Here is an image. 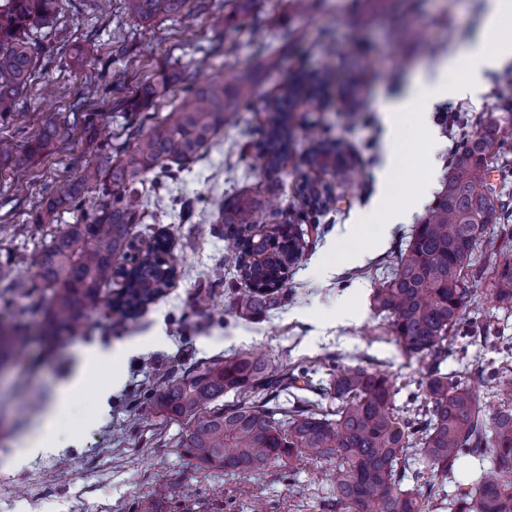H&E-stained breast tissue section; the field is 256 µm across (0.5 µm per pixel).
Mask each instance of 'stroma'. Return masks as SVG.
Instances as JSON below:
<instances>
[{
    "label": "stroma",
    "instance_id": "stroma-1",
    "mask_svg": "<svg viewBox=\"0 0 512 512\" xmlns=\"http://www.w3.org/2000/svg\"><path fill=\"white\" fill-rule=\"evenodd\" d=\"M187 8L190 15L184 21H157L144 28L127 17L123 0L78 17L64 13L49 44L39 51L41 80L50 87V96L34 92L18 100L20 120L0 125V137L18 144L51 119L74 124L78 135L73 149L46 156L11 182H0V224L12 227L9 248L28 252L41 241L29 214L46 191L62 177L77 175L84 160H107L93 131L81 123L86 75H120L131 96L144 81L161 80L174 62L208 52L212 71L227 76L245 66L255 79L251 109L239 112L236 125L224 129L161 193V206L169 211L162 224L182 259L181 273L132 326L112 324L97 312L73 334L47 340L41 334L43 294L20 300L18 310L24 312L31 337L24 352L0 371V458L14 451L50 395L70 379L83 346L106 348L136 338L140 347L123 365L120 384H113L108 368L89 377L84 395L61 423L62 434L79 436L77 445L37 457L18 472H0V512H139V503L148 498L159 502L163 512H179L185 500L197 512H335L328 505L324 464L304 460L291 468L245 475L202 467L178 446L185 421L156 414L145 384L200 370L236 352L259 353L271 361L277 377L300 365H314L318 371L314 388L260 390L257 398L288 408L300 398L329 410L336 402L321 397L319 381L355 360L402 381L420 377L417 364L407 361L387 333L372 301L412 225H384L383 245L367 251L359 264L344 262L336 252L346 243L347 225L377 196L376 171L384 146L377 101L401 91L428 62L471 40L483 0H311L307 9L300 0H189ZM402 13L416 17L424 39L408 38L394 27V18ZM256 25L278 49L276 68H268L252 46ZM75 45L83 46L91 61L86 73L71 63ZM398 58L406 67L394 77L390 70ZM346 68L362 72L361 84L352 90L334 86L321 100L299 102L287 115L293 132L288 154L278 171L265 172L250 130L271 122L276 87L301 72ZM509 79L512 63L488 75L485 94L436 103L430 121L444 148L431 171L413 167L410 177L429 178L434 189H441L459 134L456 125L444 123V116L464 118L473 128L494 119L512 130V99L495 92ZM311 126L347 142L361 176L353 183H335L337 209L324 217L322 236L293 267L281 306L260 318L235 314L228 309L224 288L206 287L224 262V239L210 231L214 217L209 200L247 192L268 201L257 221L263 231L276 216L302 207L297 193L301 179L335 182L332 172L305 163ZM184 198L195 203V217L186 224L171 212L174 200ZM466 318L489 323L490 331L460 338L464 350L442 364L443 372L456 373L469 363L512 362V310L498 309L485 293ZM105 386L111 394L103 400L99 391ZM64 459L70 475L63 480L57 466Z\"/></svg>",
    "mask_w": 512,
    "mask_h": 512
}]
</instances>
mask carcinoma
<instances>
[{"label":"carcinoma","instance_id":"1","mask_svg":"<svg viewBox=\"0 0 512 512\" xmlns=\"http://www.w3.org/2000/svg\"><path fill=\"white\" fill-rule=\"evenodd\" d=\"M188 0H125L127 15L137 24L179 20ZM65 10L64 0H5L0 5V121H10L16 101L32 92L39 64L36 39H46ZM340 80L326 70L309 79L294 77L277 88V111L286 112L307 89L315 91ZM253 77L237 68L234 83L213 77L187 86L184 101L150 123L127 120L126 141L107 142L106 164L83 162L74 179L63 181L41 200L31 224L39 231L54 224L61 212L77 214V222L48 231V239L20 254L34 269V282L12 277L15 254L0 261V306L39 289L47 293L42 335L58 337L104 304L112 320L135 318L169 287L179 274L167 234H155L153 248L131 254L133 228L145 221V207L163 189L159 178L173 166L196 159L217 133L236 124L237 112L251 108ZM163 85L146 82L126 100V112L152 105ZM499 123L461 130L449 162L448 176L429 214L413 230L404 252L390 267L373 294L378 314L388 320L394 341L407 359L417 363L420 408L400 413L399 387L385 371L361 365L336 372L329 390L336 412L329 416L307 405L286 408L240 399L220 408L213 404L233 392L246 394L269 386V364L251 353H235L187 376L149 383L156 408L189 421L180 447L202 465L230 474H248L293 464L304 458L324 462L336 512H433L448 504V512H512V370L481 368L450 377L440 365L448 359L457 326L479 297L476 285L487 290L504 311L512 310V257L504 241L512 235V203L496 194L491 173L503 182L512 176V146L505 147ZM74 128L48 120L18 148L0 138V180L31 160L73 139ZM265 146V166L278 168L288 129L276 121L257 128ZM308 166L324 169L335 162L336 176L352 178L348 147L324 131H309ZM156 175L149 184L146 177ZM99 192L98 201L86 194ZM306 208L288 222L255 234L260 201L238 193L212 202L223 225L224 270L244 287L231 292L230 308L244 315L270 311L288 269L303 255L305 236L320 233V216L333 202L331 188L319 193L308 180L298 185ZM498 224L496 232L486 225ZM482 260H472L476 250ZM264 256L261 265L246 256ZM130 263L118 266L116 258ZM123 288L112 298L106 289L115 278ZM30 340L19 322L0 323V360L11 359ZM488 387L501 400L486 413L471 380ZM463 457L480 461L467 485L445 490Z\"/></svg>","mask_w":512,"mask_h":512}]
</instances>
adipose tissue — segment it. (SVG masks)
I'll list each match as a JSON object with an SVG mask.
<instances>
[{
	"instance_id": "1",
	"label": "adipose tissue",
	"mask_w": 512,
	"mask_h": 512,
	"mask_svg": "<svg viewBox=\"0 0 512 512\" xmlns=\"http://www.w3.org/2000/svg\"><path fill=\"white\" fill-rule=\"evenodd\" d=\"M510 14L512 0H485L480 29L472 41L454 54L440 59L436 65L420 70L410 88L403 93L387 96L378 102L377 109L382 112L385 123L386 149L385 164L377 174L379 200L387 202L398 188L406 190L411 200L410 206L390 213L391 223H410L414 208L424 204L428 193L427 184L407 177L411 152L402 139V118L412 117L432 148H439L436 130L428 120L429 111L442 99L480 94L486 73L500 69L512 60V27L505 22ZM130 350L127 344L113 349L95 345L84 347L77 374L55 391L46 405L39 428L21 441L12 456L0 463V469L17 471L30 459L55 452V424L82 394L88 376L102 367L120 365Z\"/></svg>"
}]
</instances>
